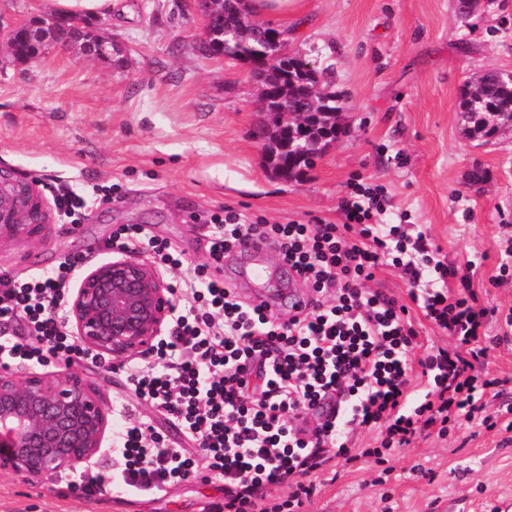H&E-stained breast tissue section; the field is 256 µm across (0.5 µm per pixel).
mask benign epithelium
Wrapping results in <instances>:
<instances>
[{
    "label": "benign epithelium",
    "instance_id": "7a95c632",
    "mask_svg": "<svg viewBox=\"0 0 512 512\" xmlns=\"http://www.w3.org/2000/svg\"><path fill=\"white\" fill-rule=\"evenodd\" d=\"M52 209L36 185L0 165V240L42 237ZM174 310L163 272L145 258L118 252L84 272L69 294L67 324L88 355L121 360L152 352ZM109 426L97 389L76 372L0 374V471L42 482L75 472L99 453Z\"/></svg>",
    "mask_w": 512,
    "mask_h": 512
}]
</instances>
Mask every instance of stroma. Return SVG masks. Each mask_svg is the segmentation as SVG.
<instances>
[{"label": "stroma", "mask_w": 512, "mask_h": 512, "mask_svg": "<svg viewBox=\"0 0 512 512\" xmlns=\"http://www.w3.org/2000/svg\"><path fill=\"white\" fill-rule=\"evenodd\" d=\"M291 52L333 65L346 104L344 134L314 167L287 180L268 167L250 135L258 122L247 64L201 53L206 22L198 0H115L89 19L114 51L90 56L50 43L37 61L0 52V164L49 196L54 182L85 199L75 216L55 218L42 240L0 241V272L24 279L78 256L66 282L113 255L127 226L167 242L185 265L207 261V222L233 208L269 224H340L356 186H382L384 223L403 222L441 247L448 263L474 262L473 287L495 308L489 332L512 311V132L490 142L467 138L459 95L471 78L512 72V0H303L300 14L271 15ZM480 182H472V172ZM254 283L227 263L217 277L243 294L271 295L288 318V273ZM112 410V428L84 471L116 465V440L129 422L179 439L153 407L136 400L121 369L75 364ZM498 385L486 414L512 408V342L490 345L481 361ZM391 478L357 463L320 473L305 512H512V438L479 421L440 436L424 431L398 450ZM75 475L35 483L0 474V512H208L224 485L188 478L160 495L114 492L87 498Z\"/></svg>", "instance_id": "1"}]
</instances>
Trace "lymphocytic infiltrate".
<instances>
[{
  "instance_id": "lymphocytic-infiltrate-1",
  "label": "lymphocytic infiltrate",
  "mask_w": 512,
  "mask_h": 512,
  "mask_svg": "<svg viewBox=\"0 0 512 512\" xmlns=\"http://www.w3.org/2000/svg\"><path fill=\"white\" fill-rule=\"evenodd\" d=\"M360 193L361 200L344 201L341 224H266L226 211L209 224L207 264L191 268L141 227L113 238L114 248L142 246L182 270L151 366L130 368L126 381L184 441L149 424L127 426L118 466L106 476H79L75 488L87 496L116 485L161 493L200 476L224 483L214 512H301L314 475L327 466L360 458L381 465L422 431L444 433L458 419L481 416L495 381L476 368L490 311L473 287L472 265L438 259L425 233L377 223L384 195L369 187ZM247 240L274 247L279 262L300 275L312 296L303 316L279 320L210 275ZM74 267L68 261L23 281L0 272V324L27 327L25 339L0 336L1 368L47 354L82 359L64 320L63 290ZM387 267L407 278L409 304L371 288ZM413 304L453 336L452 346L422 348L408 316ZM365 428L377 429V444L353 452V436ZM282 484L287 499L272 501L271 489Z\"/></svg>"
}]
</instances>
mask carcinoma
Segmentation results:
<instances>
[{"label":"carcinoma","instance_id":"1","mask_svg":"<svg viewBox=\"0 0 512 512\" xmlns=\"http://www.w3.org/2000/svg\"><path fill=\"white\" fill-rule=\"evenodd\" d=\"M244 2L212 0L208 38L202 43L201 51L208 56L227 57L252 65L251 76L262 78L270 92L269 111L276 113L275 127L281 126L283 109L302 113L301 123L282 138L281 149L267 156L273 171L290 180L302 169L313 166L326 146L342 133L330 118L343 111L345 104L333 90V71L329 67L310 68L294 54H285L265 68L256 66L266 57L268 35L276 28L259 21L246 23ZM52 36L69 40L97 56L110 51L108 43L94 37L86 24L76 27L69 16L57 15L43 26L25 30L24 37L14 41L12 56L25 61L38 58ZM459 109L468 138H493L497 134L493 114L512 111V80L498 71L485 73L475 85L467 87Z\"/></svg>","mask_w":512,"mask_h":512}]
</instances>
